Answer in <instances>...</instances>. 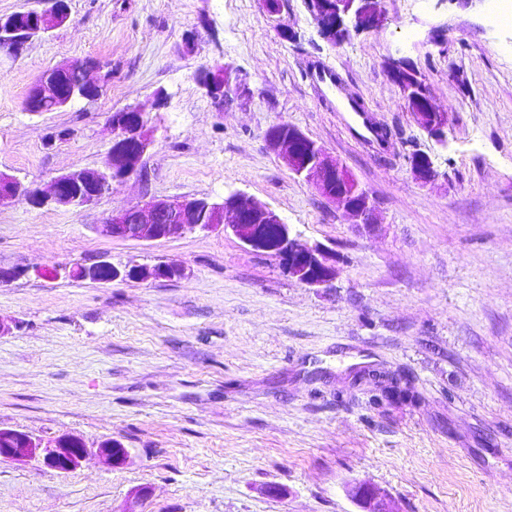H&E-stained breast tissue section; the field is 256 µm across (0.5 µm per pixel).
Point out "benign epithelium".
Returning a JSON list of instances; mask_svg holds the SVG:
<instances>
[{
  "instance_id": "benign-epithelium-1",
  "label": "benign epithelium",
  "mask_w": 512,
  "mask_h": 512,
  "mask_svg": "<svg viewBox=\"0 0 512 512\" xmlns=\"http://www.w3.org/2000/svg\"><path fill=\"white\" fill-rule=\"evenodd\" d=\"M314 12L317 17L314 24L319 31L324 35L336 33L338 43L353 32H374L387 23V16L377 7V0H336L332 11L326 13L318 5ZM67 19L65 0H55V7L50 11L26 10L0 17V53L14 58L21 56L31 42ZM58 68L77 74L86 90L93 86L88 73L99 69V64L81 59L60 64ZM226 73L228 69H221L201 81L207 93L217 100L232 91L229 79L224 77ZM388 75L398 84L413 122L437 142L447 143V113L437 105L425 77L404 58L392 60ZM37 95L38 100L26 104L27 111L47 112L86 98L75 88L63 94L55 83L45 78L37 84ZM110 124L112 144L104 170L77 168L54 177L46 188L33 190L23 187L16 177L0 171V207L22 198L37 206H84L112 192L113 186L140 174L152 144V130L145 114L135 119L127 110L114 112ZM265 140L291 173L312 184L324 198L339 202L355 224L366 228L373 225L374 203L369 192L355 184L352 174L314 140L285 121L270 127ZM410 170L415 178L425 183L437 176L426 155L412 162ZM197 229L229 231L251 250L276 255L288 275L310 287L329 288L336 279V258L330 249L302 240L273 209L241 193L230 195L220 203L192 196L150 198L109 214L94 226L101 237L134 241H158ZM104 267L112 268V277L102 283L126 280L128 268L116 267L106 259L90 265L76 262L64 271L37 269L35 274L70 277ZM138 270L142 281L184 275L182 268L170 264L140 265ZM77 445L79 439L69 435L44 439L18 429L0 428L1 461H35L58 473H70L80 468L89 454L87 448L75 451ZM96 455L110 468L126 459L124 451L112 444L97 448ZM348 494L361 507V512H397L391 497L374 485L354 482Z\"/></svg>"
}]
</instances>
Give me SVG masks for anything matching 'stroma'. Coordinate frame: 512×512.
Returning <instances> with one entry per match:
<instances>
[{
  "mask_svg": "<svg viewBox=\"0 0 512 512\" xmlns=\"http://www.w3.org/2000/svg\"><path fill=\"white\" fill-rule=\"evenodd\" d=\"M70 18L0 60V171L45 187L103 168L109 117L155 128L140 175L82 208H0V266L177 264L184 278L95 284L24 277L0 287V428L70 434L94 451L60 474L0 462V512H360L347 488L385 490L398 512H512V25L487 0H379L388 23L331 44L303 0H68ZM92 57L103 93L27 112L45 71ZM408 58L448 114L447 145L405 110L386 63ZM229 66L240 93L197 79ZM340 72L342 93L305 73ZM356 98L385 140L360 138ZM288 122L372 196L376 227L288 171L264 138ZM438 177L417 180L409 155ZM242 193L330 248L329 288L288 276L230 233L166 241L93 226L146 197ZM368 367L414 401L385 399ZM279 495H272V488Z\"/></svg>",
  "mask_w": 512,
  "mask_h": 512,
  "instance_id": "obj_1",
  "label": "stroma"
}]
</instances>
